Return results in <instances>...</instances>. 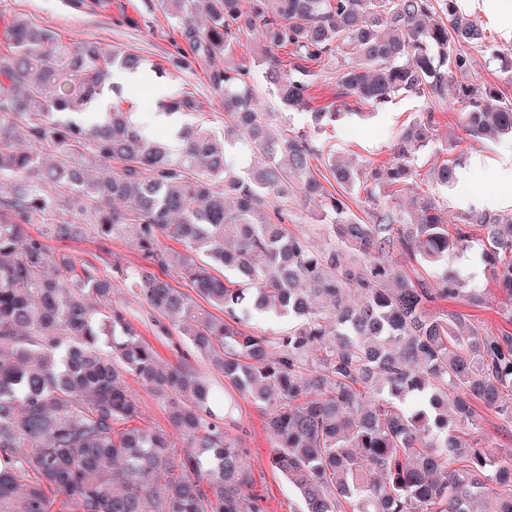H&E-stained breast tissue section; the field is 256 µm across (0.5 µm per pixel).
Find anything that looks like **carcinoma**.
<instances>
[{"instance_id": "1", "label": "carcinoma", "mask_w": 512, "mask_h": 512, "mask_svg": "<svg viewBox=\"0 0 512 512\" xmlns=\"http://www.w3.org/2000/svg\"><path fill=\"white\" fill-rule=\"evenodd\" d=\"M182 40L179 63L210 61L255 40L273 93L258 106L256 63L212 68L224 126L189 85L162 100L189 118L175 141L136 119L119 70L167 71L95 41H62L31 17L0 18V512H265L245 449L225 430L211 381L163 368L116 303L126 288L262 408L269 466L301 512H512V449L482 446L476 403L512 424V332L438 306H490V289L455 258L478 253L512 325V213L478 205L445 219L431 191L412 196L415 153L435 140L426 108L396 138L392 160L341 166L275 109L311 111L324 128L348 113L311 106L327 61L342 105L384 106L406 94L456 110L467 136L512 139V98L448 77L490 50L457 0H161ZM289 49L288 69L276 51ZM107 112L83 110L105 90ZM239 142L265 157L236 166ZM458 141L439 147L426 179L457 181ZM324 164L313 172L311 160ZM333 178L339 190L323 182ZM364 197L363 216L347 195ZM317 206L331 243L284 224L288 199ZM134 228L145 264L52 250ZM170 237L178 251L162 245ZM222 267L228 276L212 272ZM224 316L217 317L170 281ZM288 317L271 338L239 314ZM278 354L271 355V350ZM133 375L165 404L170 434L144 422ZM415 395L420 402L406 406Z\"/></svg>"}]
</instances>
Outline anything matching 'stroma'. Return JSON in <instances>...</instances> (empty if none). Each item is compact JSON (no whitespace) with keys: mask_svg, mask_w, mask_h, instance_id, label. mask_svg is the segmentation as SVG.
I'll return each mask as SVG.
<instances>
[{"mask_svg":"<svg viewBox=\"0 0 512 512\" xmlns=\"http://www.w3.org/2000/svg\"><path fill=\"white\" fill-rule=\"evenodd\" d=\"M15 13L28 14L62 40L98 41L162 63L175 83L186 82L195 86L206 111L218 118L224 114V102L211 91L206 67L194 63L178 66L179 54L174 45L177 34L173 21L157 0H0L1 16ZM480 21L489 44L494 46L504 64L500 67L486 66L484 51L472 49L469 70L455 73L454 81L458 84L483 83L511 97L512 71L507 70L505 64L512 60V40L503 39L490 17L481 16ZM422 107V99L402 95L387 105L375 108L371 119L348 127L340 123L328 126L317 139L337 160L380 164L391 159L396 135ZM461 147L465 156L461 169L462 187L437 191L452 212L460 205L500 192L501 185L495 174L512 168L510 148H497L473 139L463 141ZM115 298L125 306L138 332L156 349L162 364L173 366L190 361L216 386H223L221 374L206 359L192 354L178 333L164 336L157 332L152 322L153 313L146 303L125 288L118 289ZM229 425L230 436L239 439L247 450L243 462L252 470L257 488L266 497L264 506L267 512H298L300 502L295 491L268 465L271 442L260 408L250 400L236 398Z\"/></svg>","mask_w":512,"mask_h":512,"instance_id":"stroma-1","label":"stroma"}]
</instances>
